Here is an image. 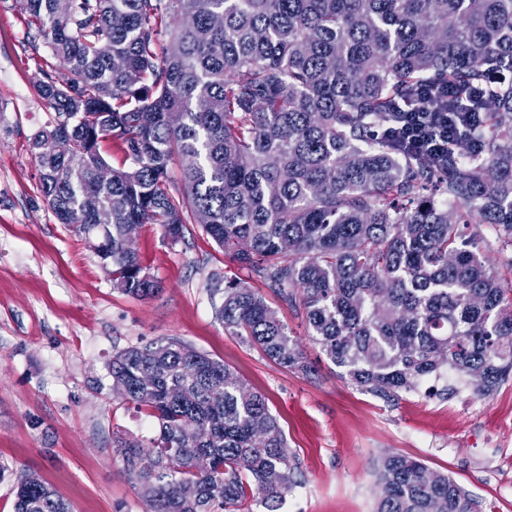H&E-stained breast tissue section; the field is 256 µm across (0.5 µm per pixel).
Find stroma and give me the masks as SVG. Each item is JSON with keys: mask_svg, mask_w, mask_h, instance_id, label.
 Segmentation results:
<instances>
[{"mask_svg": "<svg viewBox=\"0 0 512 512\" xmlns=\"http://www.w3.org/2000/svg\"><path fill=\"white\" fill-rule=\"evenodd\" d=\"M50 56L15 0H0V512H14L30 474L72 512H144L114 441L148 442L157 423L113 394L109 364L170 338L223 361L267 398L299 480L279 512H375L377 467L390 453L448 474L480 512H512V380L487 396L463 378L445 394L379 396L343 378L271 294L312 364L306 375L283 369L216 318L212 274L262 283L197 224L177 242L156 224L136 235L158 295L114 288L84 235L58 223L40 192L31 142L57 115L35 85Z\"/></svg>", "mask_w": 512, "mask_h": 512, "instance_id": "1", "label": "stroma"}]
</instances>
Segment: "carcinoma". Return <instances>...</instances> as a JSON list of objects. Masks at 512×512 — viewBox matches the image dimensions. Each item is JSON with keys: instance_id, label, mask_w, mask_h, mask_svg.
<instances>
[{"instance_id": "1", "label": "carcinoma", "mask_w": 512, "mask_h": 512, "mask_svg": "<svg viewBox=\"0 0 512 512\" xmlns=\"http://www.w3.org/2000/svg\"><path fill=\"white\" fill-rule=\"evenodd\" d=\"M62 66L40 95L61 120L32 141L40 191L61 224L112 225L118 290L160 283L128 240L187 224L292 309L354 384L416 391L448 367L487 395L512 376V0H16ZM472 112L437 159L382 138L393 113ZM61 137L66 154L56 151ZM118 145L109 166L101 149ZM184 161L182 188L170 171ZM224 330L280 367L311 366L266 297L231 277ZM112 391L159 424L118 438L145 512H278L294 459L263 394L171 338L109 365ZM375 512H476L448 475L401 454L377 469ZM15 512H71L37 475ZM483 235L485 240L489 243H482V255L485 258V261L491 267H499L508 259L512 258L511 249H507L505 251H500L498 249V243L496 242V236L493 230L490 228L482 227Z\"/></svg>"}]
</instances>
